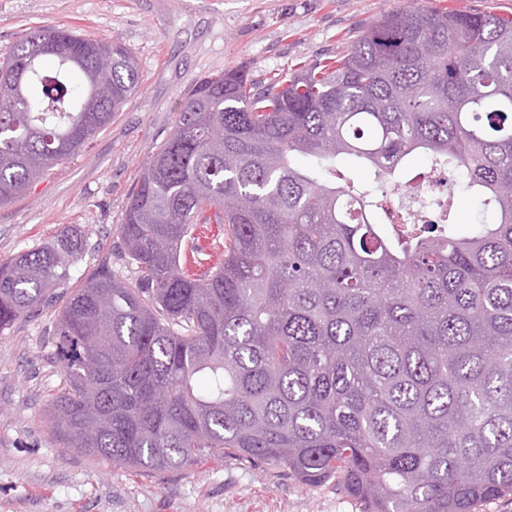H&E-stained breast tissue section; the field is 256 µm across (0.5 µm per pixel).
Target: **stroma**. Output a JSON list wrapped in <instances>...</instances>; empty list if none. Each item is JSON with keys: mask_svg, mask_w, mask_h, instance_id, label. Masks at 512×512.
<instances>
[{"mask_svg": "<svg viewBox=\"0 0 512 512\" xmlns=\"http://www.w3.org/2000/svg\"><path fill=\"white\" fill-rule=\"evenodd\" d=\"M410 0H0V50L51 24L120 39L137 59L135 96L79 156L0 207V262L68 224L112 243L141 166L173 133L177 103L229 69L269 80L338 51ZM54 312L0 333V512H358L338 480L309 487L279 466L215 456L159 474L64 447L43 417L59 381Z\"/></svg>", "mask_w": 512, "mask_h": 512, "instance_id": "obj_1", "label": "stroma"}]
</instances>
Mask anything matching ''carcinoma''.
Masks as SVG:
<instances>
[{"instance_id": "obj_1", "label": "carcinoma", "mask_w": 512, "mask_h": 512, "mask_svg": "<svg viewBox=\"0 0 512 512\" xmlns=\"http://www.w3.org/2000/svg\"><path fill=\"white\" fill-rule=\"evenodd\" d=\"M139 87L128 47L71 29L1 51L0 206ZM177 112L74 290L78 225L0 263V332L55 312L56 438L152 471L217 455L307 486L336 477L360 512L512 495V17L393 9L271 83L207 76ZM417 152L464 174L486 220L459 231L450 191L439 224L403 207L376 222ZM343 158L373 181L347 178ZM211 222L224 263L187 276L181 252Z\"/></svg>"}]
</instances>
